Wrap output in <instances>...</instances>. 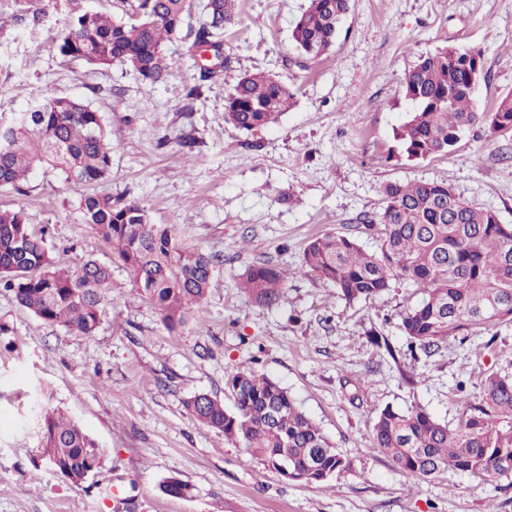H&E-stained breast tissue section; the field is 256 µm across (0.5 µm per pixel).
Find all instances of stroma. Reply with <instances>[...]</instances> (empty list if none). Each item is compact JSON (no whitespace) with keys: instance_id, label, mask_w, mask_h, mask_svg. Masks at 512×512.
<instances>
[{"instance_id":"stroma-1","label":"stroma","mask_w":512,"mask_h":512,"mask_svg":"<svg viewBox=\"0 0 512 512\" xmlns=\"http://www.w3.org/2000/svg\"><path fill=\"white\" fill-rule=\"evenodd\" d=\"M192 3L166 47L175 64L154 83L128 65L100 68L56 48L79 14L123 20L127 0H0V116L38 96L91 104L118 145L103 190L140 202L187 246L222 257L206 303L171 331L82 223L87 186L40 169L24 193L0 188V209H23L59 265L90 257L112 274L91 336L46 324L0 290V512H512V475L489 481L449 470L416 482L371 441L388 406H420L456 424L482 373L512 371V325L494 327L489 349L479 335L413 354L399 324L420 288L396 280L374 300L349 304L298 272L308 240L328 230L356 233L376 250V237L355 226L379 210L390 183L446 182L512 224V133L477 126L452 153L414 161L395 139L412 109L404 77L440 48L482 52L479 111L512 93V0H351L335 44L315 59L291 37L307 0H235L224 69L204 83L190 47L205 0ZM257 72L287 86L295 103L246 133L225 122V98ZM194 85L200 98L187 95ZM261 263L293 272L272 308L238 287L245 267ZM241 366L287 388L349 469L291 482L194 421L185 403L195 394L232 407L225 379ZM49 409L103 450L102 468L85 483L33 466ZM171 477L191 486V498L163 492Z\"/></svg>"}]
</instances>
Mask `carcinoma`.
<instances>
[{
	"label": "carcinoma",
	"mask_w": 512,
	"mask_h": 512,
	"mask_svg": "<svg viewBox=\"0 0 512 512\" xmlns=\"http://www.w3.org/2000/svg\"><path fill=\"white\" fill-rule=\"evenodd\" d=\"M350 0H308L295 19L292 40L309 58L335 43ZM234 0H207L206 19L192 47L224 46L233 23ZM190 0H134L129 20L85 12L61 36V55L89 64H128L144 79L158 81L172 66L165 54L190 11ZM470 50L446 47L423 56L405 75L403 91L413 105L396 132L410 160L450 153L471 128L486 124L491 133L512 132V94L492 112H480L476 93L485 68L464 66ZM294 105V94L264 73L241 76L228 94L224 121L252 132L266 127ZM115 145L103 117L91 105L63 96L38 97L0 123V187L19 189L36 168H51L65 181L86 186L105 182L112 172ZM82 221L97 230L128 270L140 295L152 303L165 326L185 322L208 297L220 256L180 242L176 228L153 224L135 200L93 192L80 201ZM379 240L364 250L347 234L326 231L312 237L301 272L331 284L353 303L369 302L405 280L423 298L401 315L410 349L430 356L448 338L475 336L512 324V225L491 209L477 207L445 182L416 181L385 187L381 211L361 219ZM242 293L253 303L275 306L285 274L270 265H250L239 275ZM0 288L39 319L86 336L94 334L102 301L112 288L110 270L92 258L60 268L32 233L22 210L0 211ZM234 400L228 411L202 393L187 402L200 424L241 443L251 458L296 482L317 483L349 468L321 428L288 390L251 368L228 374ZM372 446L390 456L408 476L425 480L445 470L489 479L512 473V373L482 376L475 401L454 427L422 407L382 409L371 430ZM42 460L65 466L77 477L88 462H102L98 445L79 424L47 411L39 422Z\"/></svg>",
	"instance_id": "1"
}]
</instances>
